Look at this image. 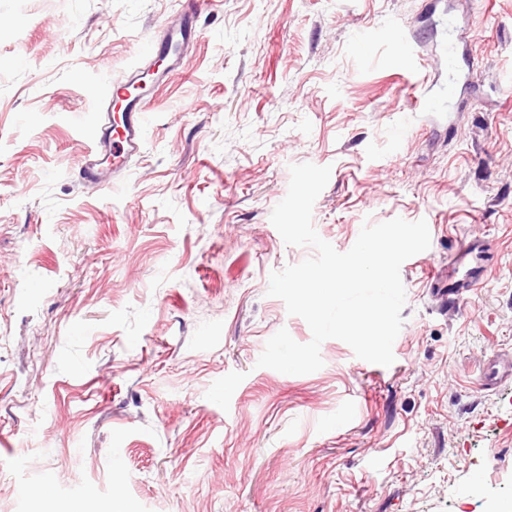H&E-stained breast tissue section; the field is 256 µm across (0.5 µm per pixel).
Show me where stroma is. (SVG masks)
<instances>
[{"label":"stroma","mask_w":512,"mask_h":512,"mask_svg":"<svg viewBox=\"0 0 512 512\" xmlns=\"http://www.w3.org/2000/svg\"><path fill=\"white\" fill-rule=\"evenodd\" d=\"M197 6L116 191L85 187L98 89ZM430 109L420 110L416 100ZM340 252L426 220L384 367L269 276L314 256L270 215L289 167ZM486 282L443 313L460 238ZM512 0H0V512H495L512 499Z\"/></svg>","instance_id":"1"}]
</instances>
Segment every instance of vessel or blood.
<instances>
[{
    "label": "vessel or blood",
    "mask_w": 512,
    "mask_h": 512,
    "mask_svg": "<svg viewBox=\"0 0 512 512\" xmlns=\"http://www.w3.org/2000/svg\"><path fill=\"white\" fill-rule=\"evenodd\" d=\"M199 33L192 13H184L178 24L150 34L141 56V64L123 79L109 83L100 100V135L81 160L77 176L84 184L107 189L120 182L130 160L142 149V130L149 118L153 87L169 73L164 63L180 56L185 46ZM486 249L474 239H463L455 252L457 264L466 265L463 277L449 278L440 294L449 305L467 301L483 284Z\"/></svg>",
    "instance_id": "vessel-or-blood-1"
}]
</instances>
